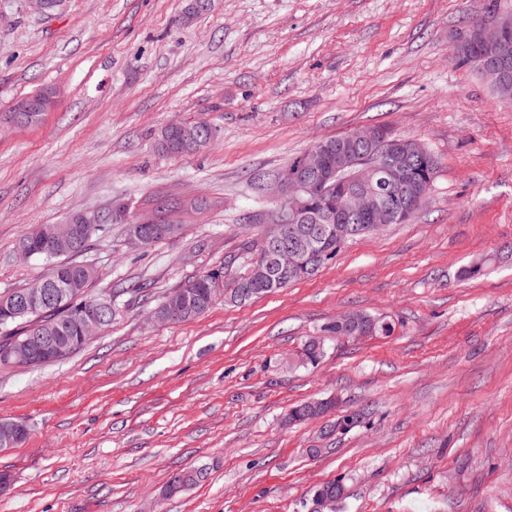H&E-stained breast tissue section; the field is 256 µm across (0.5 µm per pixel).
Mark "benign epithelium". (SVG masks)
Here are the masks:
<instances>
[{"mask_svg":"<svg viewBox=\"0 0 512 512\" xmlns=\"http://www.w3.org/2000/svg\"><path fill=\"white\" fill-rule=\"evenodd\" d=\"M461 42L477 47L480 74L506 104L512 105V18L501 17L490 25L473 28L462 37ZM351 136V142L336 146V176L325 174L323 159L326 148L316 144L302 153L297 170L279 173L270 185L278 207L268 215L254 264L263 279H277L295 269L298 251L294 243L288 241V232L293 230V225L304 221L305 196L319 180L336 179V186L342 190L344 213L368 214L372 220V231L401 221L408 212L406 202L424 195L425 188L409 178L412 166L421 167L429 160L428 148L420 139L388 140L371 129L354 131ZM360 145H366L385 156L386 164L377 166L370 163L360 170L356 169L359 163L357 147ZM379 171L387 175L390 186L387 191L373 183V177ZM98 223L99 213L85 212L81 214L79 223L56 227L54 249L60 254L69 250L81 232V225ZM152 228L153 222L149 220L134 222L129 226L127 246L138 248L144 245ZM52 298V290L34 288L19 294L17 304L22 308H36L47 304ZM363 321V314L357 312L336 318L345 340L363 337ZM46 342L47 337L37 336L17 345L10 358L20 365L33 366L39 363L40 352ZM344 496L345 488L341 482L325 485L309 499L307 512H336V506Z\"/></svg>","mask_w":512,"mask_h":512,"instance_id":"7a95c632","label":"benign epithelium"}]
</instances>
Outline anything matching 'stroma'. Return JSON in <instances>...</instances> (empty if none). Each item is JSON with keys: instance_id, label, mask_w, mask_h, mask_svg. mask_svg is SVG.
<instances>
[{"instance_id": "1", "label": "stroma", "mask_w": 512, "mask_h": 512, "mask_svg": "<svg viewBox=\"0 0 512 512\" xmlns=\"http://www.w3.org/2000/svg\"><path fill=\"white\" fill-rule=\"evenodd\" d=\"M510 13L512 0H213L190 17L185 0H64L43 15L0 0V115L56 95L38 125L0 129V294L50 270L17 259L25 232L125 210L80 256L88 295L119 293L111 325L63 361L0 366V420L29 427L0 452V512H306L337 478V512H512V106L455 56L467 25ZM195 119L216 130L208 148L159 150L163 127ZM367 127L438 160L411 221L277 292L149 320L203 272L242 275L241 242L277 206L269 178ZM195 195L211 207L176 208ZM145 210L177 230L129 248ZM349 311L395 330L336 338ZM310 336L326 347L314 369L297 360ZM329 396L340 414L285 424ZM350 413L360 422L339 428ZM193 466L206 482L162 498Z\"/></svg>"}]
</instances>
